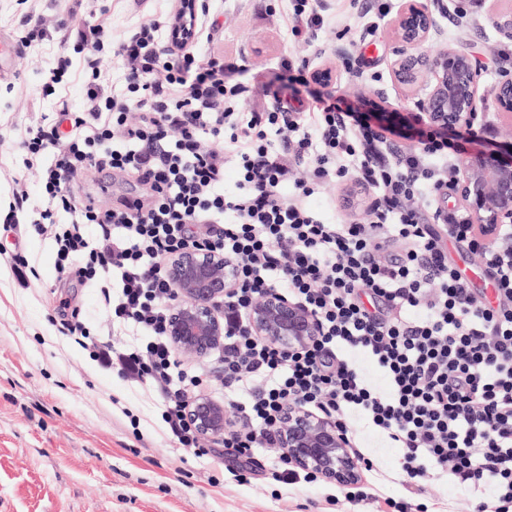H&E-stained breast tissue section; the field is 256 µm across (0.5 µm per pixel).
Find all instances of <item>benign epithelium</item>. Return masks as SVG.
<instances>
[{"mask_svg":"<svg viewBox=\"0 0 512 512\" xmlns=\"http://www.w3.org/2000/svg\"><path fill=\"white\" fill-rule=\"evenodd\" d=\"M481 2L499 40L512 42V7H502L503 0ZM438 28L431 0H399L390 23L395 43L390 72L395 84L418 96L420 122L444 132L468 133L479 143L504 136L512 148V73H502L494 90L498 114L508 123L501 128L479 123L481 71L463 46L430 48ZM313 80L333 86L335 66L318 67ZM450 185L460 196L476 237L495 243L501 227L512 224V152L507 159L496 147L464 152L452 167ZM168 274L178 297L166 325L172 347L203 357L223 346L224 321L217 305L237 287V263L219 252L188 249L172 257ZM249 322L254 335L290 351L307 346L320 329L311 310L275 289L250 309ZM186 415L201 437L224 436V403L200 394L188 401ZM277 433V448L291 466L344 488L361 483L365 464L335 419L298 401L284 409Z\"/></svg>","mask_w":512,"mask_h":512,"instance_id":"1","label":"benign epithelium"}]
</instances>
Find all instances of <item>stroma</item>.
<instances>
[{
	"instance_id": "1",
	"label": "stroma",
	"mask_w": 512,
	"mask_h": 512,
	"mask_svg": "<svg viewBox=\"0 0 512 512\" xmlns=\"http://www.w3.org/2000/svg\"><path fill=\"white\" fill-rule=\"evenodd\" d=\"M437 44L463 42L482 68V87L491 91L512 60L501 62L500 43L485 16L473 13L466 24L451 15L453 0H439ZM370 0H319L325 24L317 35L285 37V0H213L221 26L211 41L197 45L199 57L223 55L233 81L244 83L257 103H272L279 89L281 62L307 60L310 68L333 62L339 96L364 98V111L384 131L408 132L415 123L414 102L398 99L388 64L394 44L387 22L369 28ZM71 0H0V40L15 47L14 63L0 69V222L17 192L40 198V174L50 155L29 156L22 142L43 116L88 107L89 73L75 42L28 40L26 18L42 21L50 32L87 23L106 32L100 85L112 94L126 90V68L114 56L113 42L143 20L165 18L174 0H81L70 16ZM71 67L60 83H50L60 55ZM111 189L97 196L100 181ZM74 192L112 206L145 189L135 175L112 170L79 172ZM370 193L345 181L312 197L308 206L324 222L362 221ZM32 269L25 279L11 270L15 252ZM51 239L35 232L0 229V512H396L397 503L422 505L426 512H465L459 488L424 482L421 493L399 481L401 454L384 436L357 420L362 447L372 449L376 469L360 484L366 498L351 503L335 484L296 477L285 484L270 479L280 464L273 448L254 451V473L239 478L222 459L198 458L174 447L162 418L163 401L153 390L102 367L90 350L58 331L61 321L79 316L93 342L139 347L144 337L113 322L97 286L77 274L59 275Z\"/></svg>"
}]
</instances>
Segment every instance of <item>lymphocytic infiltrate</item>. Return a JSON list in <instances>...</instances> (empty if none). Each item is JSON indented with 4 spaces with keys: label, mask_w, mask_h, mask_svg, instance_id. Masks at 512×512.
I'll list each match as a JSON object with an SVG mask.
<instances>
[{
    "label": "lymphocytic infiltrate",
    "mask_w": 512,
    "mask_h": 512,
    "mask_svg": "<svg viewBox=\"0 0 512 512\" xmlns=\"http://www.w3.org/2000/svg\"><path fill=\"white\" fill-rule=\"evenodd\" d=\"M147 20L117 42L127 62L126 91L87 85L88 112L75 117L67 143L30 130L29 153H51L42 197L27 216L53 238L55 268H77L104 291L114 321L147 336L144 350L98 345L93 357L163 398V420L178 447H203L185 401L203 382L181 370L166 336L176 300L171 256L188 248L224 253L238 264L239 286L220 307L224 388L229 400L225 458L252 470V449L274 442L273 427L296 399L351 429L364 418L401 450L404 486L429 478L468 490L469 512H512V307L475 303L448 263L449 243H466L497 295L512 300V227L505 245H487L465 217L436 195L466 138L415 129L408 148L376 130L352 101L326 93L308 116L273 105L254 111L249 89L225 79L224 59L191 47ZM279 136L281 149L268 142ZM240 158L239 192L223 193L224 157ZM306 165L294 196L282 191L290 165ZM136 172L151 185L139 201L102 209L67 187L80 169ZM355 179L375 199L365 220L327 224L307 198ZM233 211L235 222L224 220ZM69 223L57 220L59 213ZM104 241L92 246L86 225ZM315 312L321 332L289 352L254 336L247 314L267 289ZM364 354L388 381L379 392L358 365Z\"/></svg>",
    "instance_id": "1"
}]
</instances>
